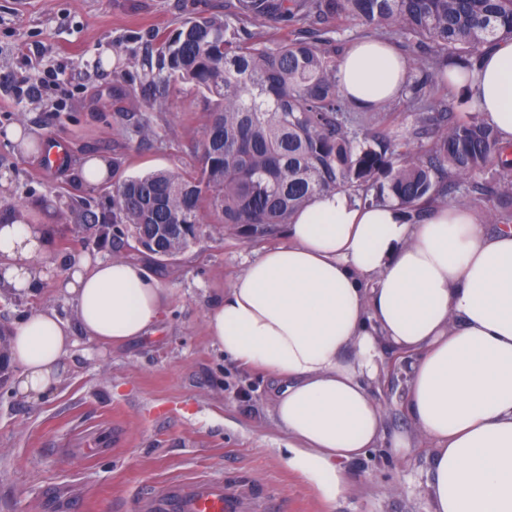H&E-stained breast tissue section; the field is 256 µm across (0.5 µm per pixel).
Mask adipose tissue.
Instances as JSON below:
<instances>
[{
  "instance_id": "1",
  "label": "adipose tissue",
  "mask_w": 512,
  "mask_h": 512,
  "mask_svg": "<svg viewBox=\"0 0 512 512\" xmlns=\"http://www.w3.org/2000/svg\"><path fill=\"white\" fill-rule=\"evenodd\" d=\"M407 70L388 42L362 39L336 77L373 109L401 94ZM467 87L512 144V41L484 50ZM286 236L249 263L206 325L225 356L266 376L288 469L330 507L347 485L342 461L381 445L409 454L373 393L389 348L404 376L399 405L432 444L431 512H512V225L487 228L448 203L418 222L397 201L368 206L339 191L295 212ZM49 247L45 225L0 224V287H39ZM60 286L79 331L45 306L10 334L14 387L31 400L50 394L80 341H132L165 311L164 288L122 258L76 255Z\"/></svg>"
}]
</instances>
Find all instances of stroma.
Wrapping results in <instances>:
<instances>
[{
  "label": "stroma",
  "instance_id": "35a3bbf8",
  "mask_svg": "<svg viewBox=\"0 0 512 512\" xmlns=\"http://www.w3.org/2000/svg\"><path fill=\"white\" fill-rule=\"evenodd\" d=\"M230 0H32L19 12L0 0V216L47 225L49 276L31 296L0 288V329L50 306L75 321L58 283L78 251L120 255L165 289L156 331L122 344L77 348L56 390L33 402L0 382V512H135L139 496L170 480L223 479L281 512H430L428 440L394 401L378 395L387 433H410L412 450L389 448L344 462L348 483L333 508L288 470L261 371L213 347L206 314L238 274L283 235L251 241L206 224L174 260L99 242L92 217L112 209V182L156 169L198 167L205 119L195 90L180 85L148 106L140 63L185 20L223 16ZM128 94L112 105V89ZM24 128L22 141L7 129ZM64 144L68 162L45 167L38 145ZM117 165L113 180L84 182L85 161Z\"/></svg>",
  "mask_w": 512,
  "mask_h": 512
}]
</instances>
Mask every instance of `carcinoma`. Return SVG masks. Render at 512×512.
<instances>
[{
    "label": "carcinoma",
    "instance_id": "1",
    "mask_svg": "<svg viewBox=\"0 0 512 512\" xmlns=\"http://www.w3.org/2000/svg\"><path fill=\"white\" fill-rule=\"evenodd\" d=\"M351 19L392 28L434 64L406 78L412 125L378 112V132L352 111L336 81L344 46L329 36ZM326 26V36L291 35L269 46L247 21ZM512 40V0H237L224 19L184 22L156 49L149 86L163 96L187 84L201 95L206 136L200 168L156 170L112 184V240L130 236L158 258L198 239L205 217L249 240L279 233L313 197L343 191L389 198L421 211L450 188L491 205L492 223L512 224V145L477 115L448 111V89L472 73L482 50ZM495 167L497 182L475 176Z\"/></svg>",
    "mask_w": 512,
    "mask_h": 512
}]
</instances>
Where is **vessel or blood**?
I'll list each match as a JSON object with an SVG mask.
<instances>
[{
    "mask_svg": "<svg viewBox=\"0 0 512 512\" xmlns=\"http://www.w3.org/2000/svg\"><path fill=\"white\" fill-rule=\"evenodd\" d=\"M141 512H265L263 503L225 487L222 480L171 481L156 488Z\"/></svg>",
    "mask_w": 512,
    "mask_h": 512,
    "instance_id": "vessel-or-blood-1",
    "label": "vessel or blood"
}]
</instances>
